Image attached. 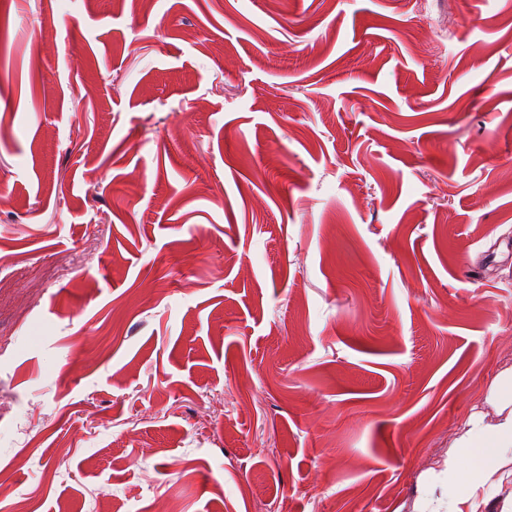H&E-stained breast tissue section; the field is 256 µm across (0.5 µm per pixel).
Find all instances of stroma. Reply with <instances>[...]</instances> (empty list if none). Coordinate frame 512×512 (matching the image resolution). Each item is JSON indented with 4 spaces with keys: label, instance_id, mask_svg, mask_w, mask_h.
<instances>
[{
    "label": "stroma",
    "instance_id": "stroma-1",
    "mask_svg": "<svg viewBox=\"0 0 512 512\" xmlns=\"http://www.w3.org/2000/svg\"><path fill=\"white\" fill-rule=\"evenodd\" d=\"M512 365V0H0V512H415Z\"/></svg>",
    "mask_w": 512,
    "mask_h": 512
}]
</instances>
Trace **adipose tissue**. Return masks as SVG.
Here are the masks:
<instances>
[{
    "mask_svg": "<svg viewBox=\"0 0 512 512\" xmlns=\"http://www.w3.org/2000/svg\"><path fill=\"white\" fill-rule=\"evenodd\" d=\"M489 402L493 422L469 418L446 453L441 473L448 483L444 496L428 493L422 512H512V494L502 488L512 479V369L494 380Z\"/></svg>",
    "mask_w": 512,
    "mask_h": 512,
    "instance_id": "ef3b65f1",
    "label": "adipose tissue"
}]
</instances>
